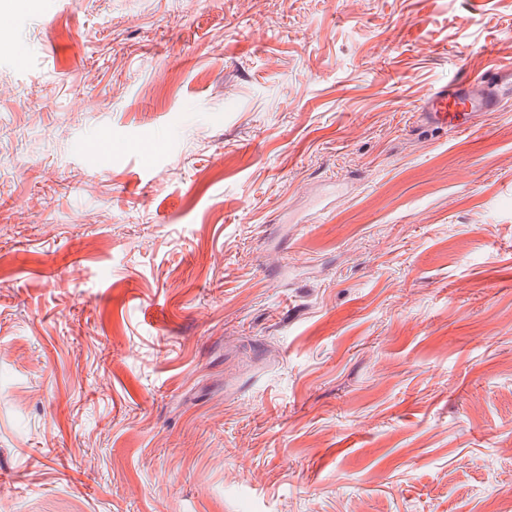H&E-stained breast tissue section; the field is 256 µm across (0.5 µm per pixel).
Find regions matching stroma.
<instances>
[{
	"label": "stroma",
	"instance_id": "35a3bbf8",
	"mask_svg": "<svg viewBox=\"0 0 512 512\" xmlns=\"http://www.w3.org/2000/svg\"><path fill=\"white\" fill-rule=\"evenodd\" d=\"M0 15V512H512V0ZM500 86L511 93L512 67L495 69L479 81L460 80L433 90L420 108L426 126L468 133L474 129L472 120L487 112H495L501 99L491 96L489 86Z\"/></svg>",
	"mask_w": 512,
	"mask_h": 512
}]
</instances>
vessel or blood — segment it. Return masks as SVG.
I'll use <instances>...</instances> for the list:
<instances>
[{"mask_svg": "<svg viewBox=\"0 0 512 512\" xmlns=\"http://www.w3.org/2000/svg\"><path fill=\"white\" fill-rule=\"evenodd\" d=\"M494 86L512 90L511 66L495 69L479 81L460 80L437 87L420 108L421 120L437 129L470 132L475 117L498 110L501 100L490 94Z\"/></svg>", "mask_w": 512, "mask_h": 512, "instance_id": "obj_1", "label": "vessel or blood"}]
</instances>
